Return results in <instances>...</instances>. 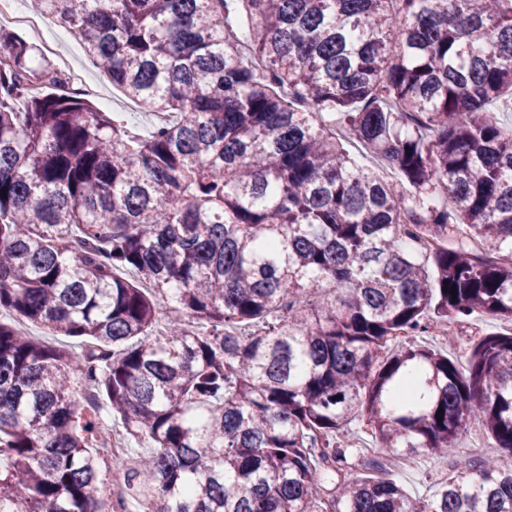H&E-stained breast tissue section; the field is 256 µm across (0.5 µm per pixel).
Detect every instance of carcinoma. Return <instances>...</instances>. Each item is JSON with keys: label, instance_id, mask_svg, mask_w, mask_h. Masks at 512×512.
Here are the masks:
<instances>
[{"label": "carcinoma", "instance_id": "1", "mask_svg": "<svg viewBox=\"0 0 512 512\" xmlns=\"http://www.w3.org/2000/svg\"><path fill=\"white\" fill-rule=\"evenodd\" d=\"M35 12L171 120L127 131L0 27V316L65 339L0 319V512H105L125 464L95 447L105 424L152 443L129 487L155 512H512V468L462 459L412 498L346 479L337 441L361 417L391 462L445 456L477 422L512 452V331L464 368L414 340L512 323V133L490 108L512 111V0ZM344 148L348 151L350 156L355 160V162L364 168H372L379 169L388 180L396 181L398 178L397 173L394 172L388 165H386L383 161L368 154L364 151L358 144L352 142L343 141Z\"/></svg>", "mask_w": 512, "mask_h": 512}]
</instances>
